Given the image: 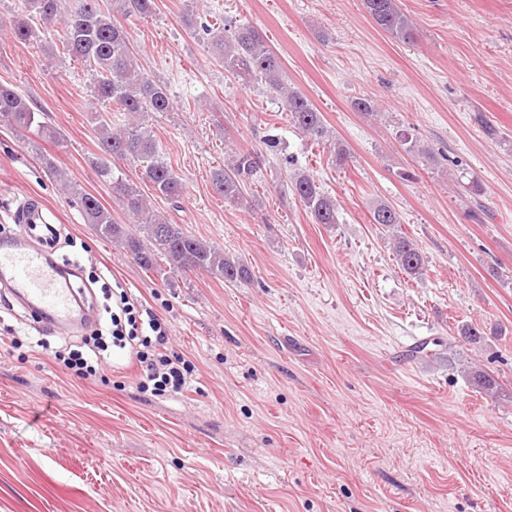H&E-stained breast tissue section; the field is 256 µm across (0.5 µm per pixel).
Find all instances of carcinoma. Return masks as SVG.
I'll return each mask as SVG.
<instances>
[{
  "instance_id": "obj_1",
  "label": "carcinoma",
  "mask_w": 512,
  "mask_h": 512,
  "mask_svg": "<svg viewBox=\"0 0 512 512\" xmlns=\"http://www.w3.org/2000/svg\"><path fill=\"white\" fill-rule=\"evenodd\" d=\"M81 11L73 10L63 21L59 53L80 61L90 77L93 98L104 112H120L132 122L116 127L103 115L95 117L97 144L101 152L99 176L111 185L112 194L136 218V229L129 231L116 223L112 213L91 193H75L87 223L94 225L104 238L121 241L133 259L144 269L156 268L166 261L170 268L205 272L227 283L251 281V272L238 261L224 255V250L199 240L181 224H171L164 215L155 213L140 193L139 183L150 184L155 193L176 203L183 187L172 166L158 148L152 128L146 124L154 113L174 110L166 90L149 79L136 63L121 19L148 17L155 11L156 0H112V8L102 7L101 0H80ZM59 0H24L25 15L15 20L14 38L28 41L35 30L30 21L44 23L58 16ZM375 24L393 38L409 42L414 26L398 7L396 0H362ZM211 48L224 64V71L244 86L264 82L277 94L281 111L289 123L305 137L318 144L328 134L324 117L302 92L289 87L282 78V63L277 54L265 46L264 39L251 25L231 32L213 34ZM0 116L22 130L35 129L37 134L54 138L53 133L37 120L36 112L25 98L10 85L0 83ZM124 160L136 167V179L114 173L112 162ZM258 155L242 152L227 165L212 172L211 187L231 206L248 204L247 186L258 173ZM290 191L303 203L316 224L337 223L336 201L327 195L306 173L294 175ZM370 222L387 229L401 223L397 211L385 202L370 210ZM393 254L400 269L409 277L424 274L425 260L416 242L406 236H393ZM475 389L489 396L497 393V380L482 369L469 372Z\"/></svg>"
}]
</instances>
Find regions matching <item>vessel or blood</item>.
<instances>
[{
    "label": "vessel or blood",
    "mask_w": 512,
    "mask_h": 512,
    "mask_svg": "<svg viewBox=\"0 0 512 512\" xmlns=\"http://www.w3.org/2000/svg\"><path fill=\"white\" fill-rule=\"evenodd\" d=\"M13 219L20 232L0 244V287L56 330H74L73 282L66 267L55 258L60 236L51 212L30 196L19 205Z\"/></svg>",
    "instance_id": "obj_1"
}]
</instances>
